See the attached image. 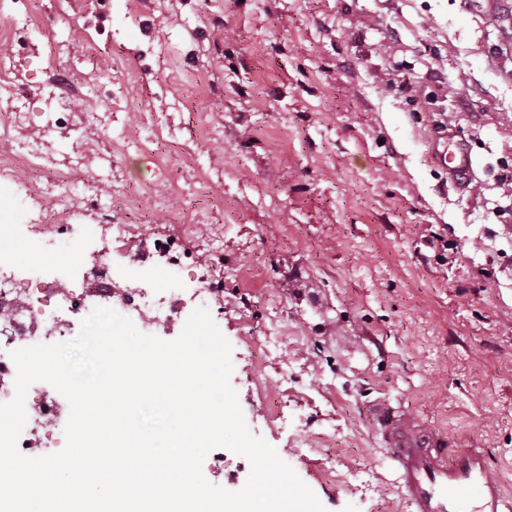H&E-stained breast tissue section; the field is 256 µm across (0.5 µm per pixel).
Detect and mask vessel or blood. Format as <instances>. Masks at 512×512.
<instances>
[{
	"label": "vessel or blood",
	"instance_id": "b4317fda",
	"mask_svg": "<svg viewBox=\"0 0 512 512\" xmlns=\"http://www.w3.org/2000/svg\"><path fill=\"white\" fill-rule=\"evenodd\" d=\"M432 158L452 177L474 166L461 141ZM371 416L413 512H512V498L503 493L484 449L450 447L446 437L381 401L372 405Z\"/></svg>",
	"mask_w": 512,
	"mask_h": 512
}]
</instances>
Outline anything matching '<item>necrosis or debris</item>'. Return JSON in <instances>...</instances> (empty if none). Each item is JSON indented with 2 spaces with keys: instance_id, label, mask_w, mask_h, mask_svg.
<instances>
[{
  "instance_id": "1",
  "label": "necrosis or debris",
  "mask_w": 512,
  "mask_h": 512,
  "mask_svg": "<svg viewBox=\"0 0 512 512\" xmlns=\"http://www.w3.org/2000/svg\"><path fill=\"white\" fill-rule=\"evenodd\" d=\"M55 246V238H46L42 259L25 263L23 275H0V403L9 402L14 396L16 366L10 357L12 350L51 340H70L73 329L93 310L88 299L44 278L46 260L54 256ZM113 308L121 315L157 327L177 316L173 306L152 301L139 288L117 292ZM25 407L28 426L19 437V451L26 456L51 454V447L38 442L36 431L58 426L59 407L43 394L26 401Z\"/></svg>"
}]
</instances>
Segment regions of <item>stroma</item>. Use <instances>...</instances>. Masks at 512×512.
Masks as SVG:
<instances>
[{"instance_id": "obj_1", "label": "stroma", "mask_w": 512, "mask_h": 512, "mask_svg": "<svg viewBox=\"0 0 512 512\" xmlns=\"http://www.w3.org/2000/svg\"><path fill=\"white\" fill-rule=\"evenodd\" d=\"M1 33L12 138L44 145V183L81 169L63 236L27 169L0 175L1 251L34 261L55 235L68 288L95 259L102 287L167 295L177 318L139 326L165 341L216 268L247 425L326 512H407L376 400L486 449L512 493V0H0ZM445 123L476 160L462 190L432 159ZM250 471L202 463L230 491Z\"/></svg>"}]
</instances>
